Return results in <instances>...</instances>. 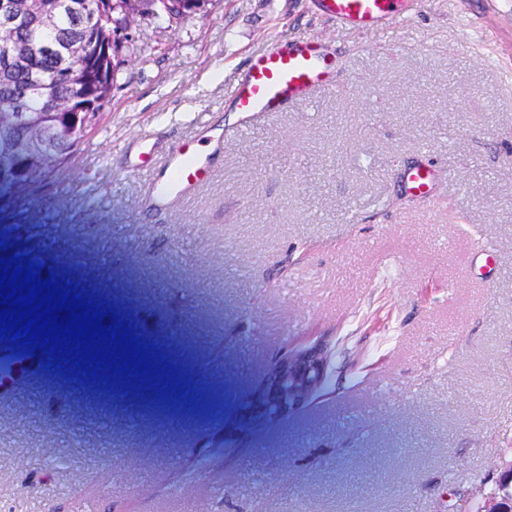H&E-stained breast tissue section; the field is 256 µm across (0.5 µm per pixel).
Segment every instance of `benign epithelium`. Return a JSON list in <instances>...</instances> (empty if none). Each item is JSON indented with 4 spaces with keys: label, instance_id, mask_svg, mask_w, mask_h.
I'll list each match as a JSON object with an SVG mask.
<instances>
[{
    "label": "benign epithelium",
    "instance_id": "obj_1",
    "mask_svg": "<svg viewBox=\"0 0 512 512\" xmlns=\"http://www.w3.org/2000/svg\"><path fill=\"white\" fill-rule=\"evenodd\" d=\"M69 8L83 19V36L79 41L61 36L48 44L55 56L67 63L86 56L95 13L86 0H69ZM54 6L44 0H0V54L7 65H15L30 54L31 44L18 37L29 27L34 14H41L43 26L55 27ZM74 75L63 70L56 85L31 83L15 94L13 107L0 111V181H9L23 174L9 159L23 157L27 172L33 173L45 161L56 159L54 145L74 137L86 128L94 104L82 102L73 93L61 94L72 88ZM330 366V355L319 342L288 352L287 356L269 367L263 381L243 402L245 426H271L298 411L322 391Z\"/></svg>",
    "mask_w": 512,
    "mask_h": 512
}]
</instances>
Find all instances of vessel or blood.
Listing matches in <instances>:
<instances>
[{
    "label": "vessel or blood",
    "instance_id": "1",
    "mask_svg": "<svg viewBox=\"0 0 512 512\" xmlns=\"http://www.w3.org/2000/svg\"><path fill=\"white\" fill-rule=\"evenodd\" d=\"M322 15L354 30H365L382 19L401 14L404 0H315ZM333 71L317 43L295 40L272 44L251 61L239 80L234 102L244 116L283 112L306 101L314 92L333 85ZM211 175L209 157L203 156L194 141L174 147L162 165L161 178L151 184L157 198L176 202L189 195ZM440 173L429 160H421L406 170L407 192L426 199L435 191ZM44 363L42 353L16 354L0 344V395L14 393Z\"/></svg>",
    "mask_w": 512,
    "mask_h": 512
}]
</instances>
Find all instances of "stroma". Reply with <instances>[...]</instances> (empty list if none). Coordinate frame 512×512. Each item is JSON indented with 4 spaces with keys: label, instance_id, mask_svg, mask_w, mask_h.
<instances>
[{
    "label": "stroma",
    "instance_id": "obj_1",
    "mask_svg": "<svg viewBox=\"0 0 512 512\" xmlns=\"http://www.w3.org/2000/svg\"><path fill=\"white\" fill-rule=\"evenodd\" d=\"M97 119L57 175L0 211V255L113 307L190 402L42 367L0 397V512H471L512 448V0H406L355 31L313 0H207L117 31ZM318 42L333 87L261 114L210 180L150 199L162 156L255 55ZM431 201L402 174L421 157ZM332 348L322 396L241 430L288 349ZM235 442L195 466L191 451ZM440 173L436 165L424 158L406 170L404 183L407 192L428 199L435 191Z\"/></svg>",
    "mask_w": 512,
    "mask_h": 512
}]
</instances>
